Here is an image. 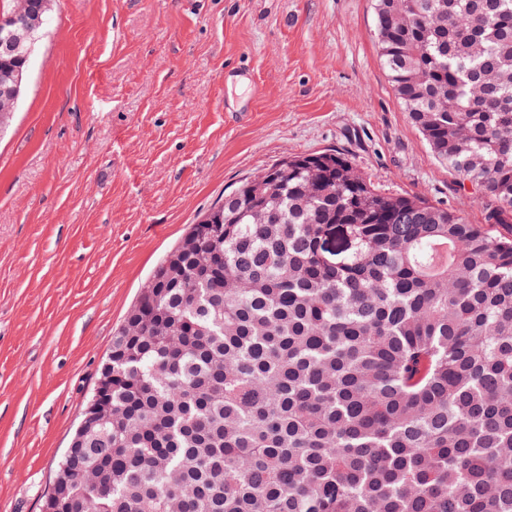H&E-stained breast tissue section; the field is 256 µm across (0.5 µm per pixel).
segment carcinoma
<instances>
[{
	"label": "carcinoma",
	"instance_id": "obj_1",
	"mask_svg": "<svg viewBox=\"0 0 512 512\" xmlns=\"http://www.w3.org/2000/svg\"><path fill=\"white\" fill-rule=\"evenodd\" d=\"M45 0H0V130ZM435 159L512 213V0H375ZM338 230L349 246L320 242ZM66 512H512V241L342 153L242 181L112 338ZM99 495L88 501L85 487Z\"/></svg>",
	"mask_w": 512,
	"mask_h": 512
}]
</instances>
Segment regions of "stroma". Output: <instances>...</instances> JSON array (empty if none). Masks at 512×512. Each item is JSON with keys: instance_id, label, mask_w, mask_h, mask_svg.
<instances>
[{"instance_id": "obj_1", "label": "stroma", "mask_w": 512, "mask_h": 512, "mask_svg": "<svg viewBox=\"0 0 512 512\" xmlns=\"http://www.w3.org/2000/svg\"><path fill=\"white\" fill-rule=\"evenodd\" d=\"M0 134V512H41L112 337L241 181L335 150L382 191L512 239L388 81L371 0H54ZM259 94L226 111L225 70Z\"/></svg>"}]
</instances>
